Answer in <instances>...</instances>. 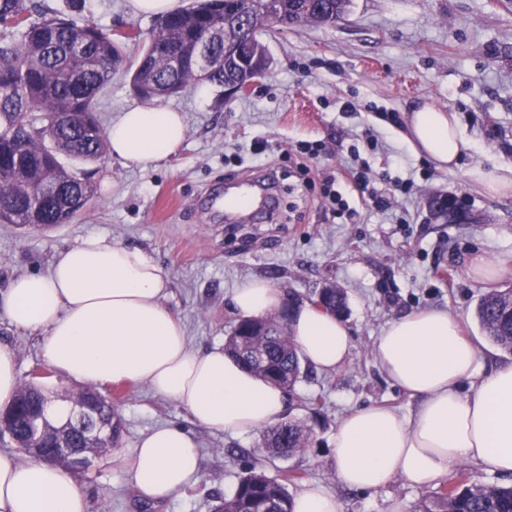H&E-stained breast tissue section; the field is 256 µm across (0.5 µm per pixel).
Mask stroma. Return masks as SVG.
Returning a JSON list of instances; mask_svg holds the SVG:
<instances>
[{
	"instance_id": "stroma-1",
	"label": "stroma",
	"mask_w": 512,
	"mask_h": 512,
	"mask_svg": "<svg viewBox=\"0 0 512 512\" xmlns=\"http://www.w3.org/2000/svg\"><path fill=\"white\" fill-rule=\"evenodd\" d=\"M26 2L38 13L90 17L115 32L146 31L154 23L133 15L130 0H83L77 9L69 0ZM266 43L273 63L245 94L221 100L213 88L197 85L162 101V108L183 113L188 126L171 157L146 168L109 156L87 165L95 202L72 223L49 230L0 224V291L18 275L47 272L57 250L99 234L142 250L163 269L165 302L181 318L192 351L223 344L236 320L232 291L244 280L264 278L304 304L323 286L343 288L350 355L336 372L312 367L298 383L287 414L308 420L313 437L306 452L291 459L267 457L261 434L205 429L147 385L121 384L115 406L121 438L76 476L88 512H100L105 500L111 512H212L217 497L230 494L238 474L253 466L275 478L299 474L300 484L288 487L293 495L301 483L323 485L341 512H388L395 500L410 510L433 493L400 478L373 492L342 485L332 438L354 410L383 405L407 416L415 407L374 360L389 322L442 308L477 339L479 296L512 283V272L492 281L469 272L475 254L512 255V191L491 195L469 177L476 168L512 163V0H352L346 22L301 23L273 31ZM351 101L359 102L358 111L348 110ZM425 102L454 113L471 143L454 169L415 154L405 137L409 112ZM138 104L129 75L114 74L99 100L102 127ZM258 140L268 149L255 159L251 148ZM300 140L331 147L313 167L339 179L353 221L324 219L319 190H302L290 176L287 152ZM354 147L370 166L371 189L387 194L392 181L409 178L412 190L385 210L364 205L342 180ZM261 168L279 182L280 204L270 221L230 217L209 205L227 179ZM451 196L462 198L463 208L436 216L438 202ZM0 345L14 352L20 379L43 365L38 334L2 319ZM314 398L321 401L315 415ZM161 426L192 434L205 463L192 488L147 507L133 492L124 455Z\"/></svg>"
}]
</instances>
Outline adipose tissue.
<instances>
[{
    "label": "adipose tissue",
    "instance_id": "1",
    "mask_svg": "<svg viewBox=\"0 0 512 512\" xmlns=\"http://www.w3.org/2000/svg\"><path fill=\"white\" fill-rule=\"evenodd\" d=\"M407 127L410 144L441 168L456 166L471 147L453 114L428 104L411 112ZM186 135L181 113L155 106L122 112L107 130L112 157L144 168L171 156ZM167 288L146 253L92 235L57 252L47 272L14 279L0 292V319L40 333L43 363L73 380L147 384L213 431L255 434L278 422L285 391L242 369L223 347L191 352L165 303ZM284 303L262 279L243 281L231 297L243 319ZM289 328L313 367L332 373L344 364L351 333L342 320L298 305ZM374 359L417 405L407 417L370 406L339 422L333 465L343 485L375 491L399 476L429 487L463 462L512 473V365L491 367L457 319L441 308L401 316L384 329ZM128 460L135 493L148 502L184 491L204 466L197 440L176 426L153 429ZM0 512H88V502L68 469L0 450Z\"/></svg>",
    "mask_w": 512,
    "mask_h": 512
}]
</instances>
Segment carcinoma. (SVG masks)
Returning <instances> with one entry per match:
<instances>
[{"mask_svg":"<svg viewBox=\"0 0 512 512\" xmlns=\"http://www.w3.org/2000/svg\"><path fill=\"white\" fill-rule=\"evenodd\" d=\"M351 0H194L187 8L156 18L150 32L131 28L113 34L91 18L78 23L64 14L27 15L25 0H0V223L40 229L68 224L95 197L94 184L64 163H93L108 146L97 116L101 92L112 74H130L133 94L144 101L178 96L190 85L206 84L218 92L233 84L247 92L263 78L271 58L264 35L271 16L280 29L299 23L336 26L346 20ZM242 20L254 63L242 67L224 60L223 31L215 25ZM138 46L132 57L128 44ZM212 50L210 70L199 71L194 58L201 45ZM314 306L339 318L347 312L345 292L319 291ZM476 317L487 339L512 353V288L482 294ZM225 351L247 372L293 390L305 375L300 349L283 313L240 319L226 336ZM32 376L20 385L15 413L0 428L20 448L40 432L74 448H110L120 438L114 403L123 398L80 389L71 401L98 397L97 418L112 423V433L91 440L69 418L33 420L51 399ZM311 427L298 420L267 429L263 448L271 458H291L307 450ZM295 474L271 478L251 467L238 476L231 494L219 498L213 512H294L288 484ZM412 512H512V485L475 484L464 473L448 487L419 501Z\"/></svg>","mask_w":512,"mask_h":512,"instance_id":"1","label":"carcinoma"}]
</instances>
